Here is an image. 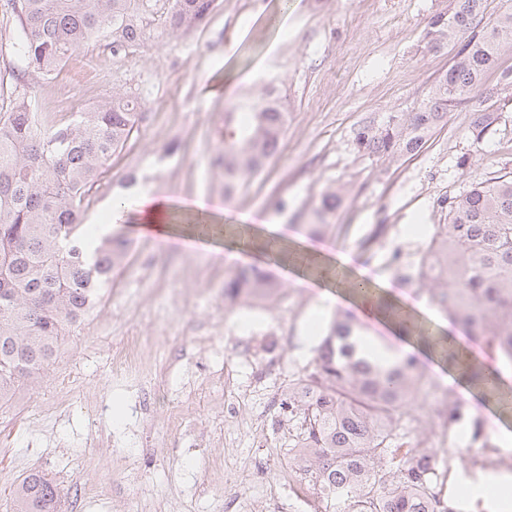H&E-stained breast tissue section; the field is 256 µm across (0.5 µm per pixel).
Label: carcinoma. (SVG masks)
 Returning <instances> with one entry per match:
<instances>
[{"label":"carcinoma","mask_w":512,"mask_h":512,"mask_svg":"<svg viewBox=\"0 0 512 512\" xmlns=\"http://www.w3.org/2000/svg\"><path fill=\"white\" fill-rule=\"evenodd\" d=\"M160 0H4L12 37L0 42L20 55L26 69L8 89L11 105L0 109V402L41 377L54 363L70 329L95 308L98 294L124 266L131 240L110 233L95 236L84 224L86 197L112 156L133 133L141 103L121 91L68 121L35 110L31 68L50 76L89 41L111 40L120 51L154 27ZM217 0H165L163 35L186 37L211 13ZM483 0H454L425 28L428 48L441 49L463 29L448 71L432 84L411 112H385L360 127L358 150L388 159L420 151L449 111L473 107L474 141L497 120L484 107L492 98L512 104V71L500 85H482L501 51L512 49V5L492 23L479 26ZM287 113L268 101L232 104L224 113L215 161L224 168V191L259 172L274 153ZM341 189L322 194L317 214L336 210ZM445 224L433 225L417 269L404 274L424 287L448 312L454 326L512 366V178L475 183L465 193L444 197ZM283 284L255 265L224 277V301L239 304ZM338 323L354 328L357 352L334 342L336 325L316 347L303 382L310 395L288 388L284 406L293 422L290 448L300 479L320 497L321 512H447L428 499L438 456L426 440L404 448L406 422L420 410L423 373L413 355L394 356L369 346L349 314ZM488 401L501 403L499 370L469 360L445 338L421 337ZM59 488L35 470L13 491V512H59Z\"/></svg>","instance_id":"carcinoma-1"}]
</instances>
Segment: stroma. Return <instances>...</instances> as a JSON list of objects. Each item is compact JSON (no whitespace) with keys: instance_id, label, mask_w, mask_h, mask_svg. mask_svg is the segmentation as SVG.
I'll return each mask as SVG.
<instances>
[{"instance_id":"stroma-1","label":"stroma","mask_w":512,"mask_h":512,"mask_svg":"<svg viewBox=\"0 0 512 512\" xmlns=\"http://www.w3.org/2000/svg\"><path fill=\"white\" fill-rule=\"evenodd\" d=\"M451 0H219L190 36L159 32L114 54L108 39L80 48L52 80L37 83L39 111L57 116L81 100L118 89L141 102L138 133L114 155L89 215H104L130 172L156 192L225 203V245L240 236L238 215L279 224L292 249L327 186L342 199L316 246L350 254L352 269L386 281L412 301L428 294L403 278L445 223L438 202L471 183L512 177V107L480 142L467 128L470 107L449 113L418 154L384 160L359 153L355 130L384 112H409L448 68L457 46L430 51L424 32ZM276 87L288 124L280 152L232 198L212 168L214 130L228 100ZM133 244L112 276V296L77 335L67 337L47 377L0 409V512L31 469L57 484L61 512H227L229 496L262 494L276 512H296L282 483L290 466L288 417L281 402L311 367L312 318L336 305L311 288L286 283L266 305L277 335H258L236 308L216 307L224 262L204 249L166 245L123 227ZM149 340L147 380L112 372L113 350L130 334ZM216 445L184 434L181 417ZM127 432L112 445L113 426Z\"/></svg>"}]
</instances>
